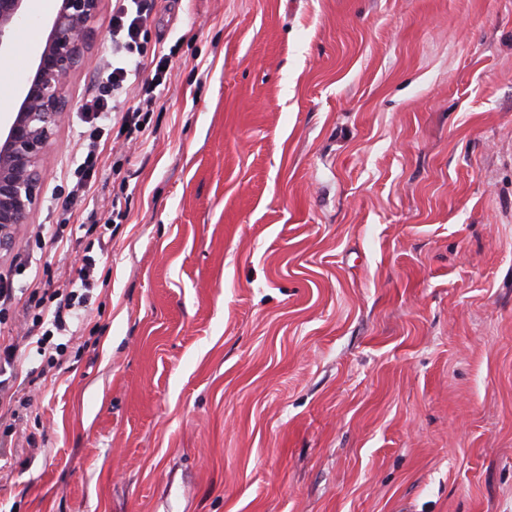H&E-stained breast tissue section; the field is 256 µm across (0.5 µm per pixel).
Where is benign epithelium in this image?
<instances>
[{
	"label": "benign epithelium",
	"instance_id": "1",
	"mask_svg": "<svg viewBox=\"0 0 512 512\" xmlns=\"http://www.w3.org/2000/svg\"><path fill=\"white\" fill-rule=\"evenodd\" d=\"M32 2L0 0V59L11 53ZM97 6L98 0H59L34 74L0 130V252L16 246L21 226L38 201L41 162L55 129L71 110L64 82L81 60Z\"/></svg>",
	"mask_w": 512,
	"mask_h": 512
}]
</instances>
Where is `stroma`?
I'll return each instance as SVG.
<instances>
[{"label":"stroma","mask_w":512,"mask_h":512,"mask_svg":"<svg viewBox=\"0 0 512 512\" xmlns=\"http://www.w3.org/2000/svg\"><path fill=\"white\" fill-rule=\"evenodd\" d=\"M100 0L79 103L108 52ZM95 183L68 115L22 277L108 231L0 512H512V0H156Z\"/></svg>","instance_id":"obj_1"}]
</instances>
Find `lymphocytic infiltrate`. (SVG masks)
I'll return each mask as SVG.
<instances>
[{
	"instance_id": "1",
	"label": "lymphocytic infiltrate",
	"mask_w": 512,
	"mask_h": 512,
	"mask_svg": "<svg viewBox=\"0 0 512 512\" xmlns=\"http://www.w3.org/2000/svg\"><path fill=\"white\" fill-rule=\"evenodd\" d=\"M154 8L155 0H112L110 56L96 73L93 86L78 109L83 160L73 172L75 183L63 201L65 208H73L90 187L116 99L125 95L133 100L122 115L126 126H141L159 104L156 88L167 81V56L157 57L152 78L139 77ZM96 265L94 255L84 254L75 276L60 288H35L30 282L0 275V314L18 304L23 307L20 332L0 338V431L10 437L21 435L28 447H36L37 440L34 435L24 434L23 424L33 412L35 394L48 385L49 372L64 361L65 337L77 336L82 329L84 307L98 283ZM23 364L28 370L22 377L24 385L19 388L15 380Z\"/></svg>"
}]
</instances>
